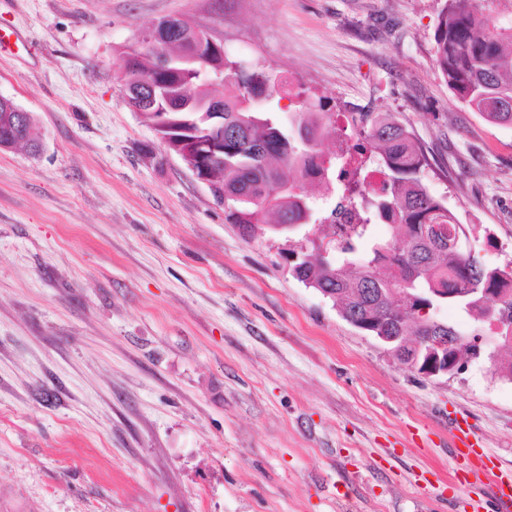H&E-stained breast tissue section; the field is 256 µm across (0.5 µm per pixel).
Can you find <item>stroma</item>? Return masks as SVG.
Here are the masks:
<instances>
[{"label":"stroma","mask_w":512,"mask_h":512,"mask_svg":"<svg viewBox=\"0 0 512 512\" xmlns=\"http://www.w3.org/2000/svg\"><path fill=\"white\" fill-rule=\"evenodd\" d=\"M445 0H0V512H496L449 421L512 462V382L425 380L223 206L128 105L114 51L177 17L336 117L390 113L486 264L512 260V128L434 61Z\"/></svg>","instance_id":"stroma-1"}]
</instances>
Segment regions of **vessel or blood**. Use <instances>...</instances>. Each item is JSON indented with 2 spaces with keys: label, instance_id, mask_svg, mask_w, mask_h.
Instances as JSON below:
<instances>
[{
  "label": "vessel or blood",
  "instance_id": "vessel-or-blood-1",
  "mask_svg": "<svg viewBox=\"0 0 512 512\" xmlns=\"http://www.w3.org/2000/svg\"><path fill=\"white\" fill-rule=\"evenodd\" d=\"M452 435L455 455L467 461L466 467L455 471V486L469 489L471 476H483L491 487L497 512H512V467H503L497 455L483 448L466 421L454 420Z\"/></svg>",
  "mask_w": 512,
  "mask_h": 512
}]
</instances>
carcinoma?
<instances>
[{"mask_svg": "<svg viewBox=\"0 0 512 512\" xmlns=\"http://www.w3.org/2000/svg\"><path fill=\"white\" fill-rule=\"evenodd\" d=\"M175 23L178 30L154 44L118 51L122 86L152 78L172 106L169 128L155 126L164 143L173 142L179 129H210L197 103L210 95L208 86L218 70H234L245 90L266 80L264 69L237 67L217 52L208 59L204 74L178 56L166 72L154 71L155 55L194 46L195 28L181 19ZM435 41L437 64L454 96L486 121L512 127V111H504L506 105L512 108V30L498 28L480 15L474 0H447ZM296 117L305 132L304 145L271 124L273 111L251 103L249 94L224 100V157L212 161L207 173L224 186L226 220L237 225L246 240L260 224L272 231L278 224H306L311 217L303 180L288 178L286 171H307L310 156L321 152L329 113L305 101ZM352 122L378 153L384 185L379 194L367 191L362 181L342 185L337 206H353L359 222L339 235L335 224L327 225L326 236L335 238L336 252L329 258L312 245L301 253L294 277L331 295L343 318L375 320L389 336L421 335L418 307L411 298L438 302L464 288L465 295L453 305L473 320L471 335H479L490 325L480 289H512V261L489 269L477 257L448 245L451 237L468 238L471 228L422 182L420 173L428 160L410 130L388 114L371 118L361 113ZM378 226L389 228L392 235L376 234ZM381 268L386 273H379Z\"/></svg>", "mask_w": 512, "mask_h": 512, "instance_id": "obj_1", "label": "carcinoma"}]
</instances>
